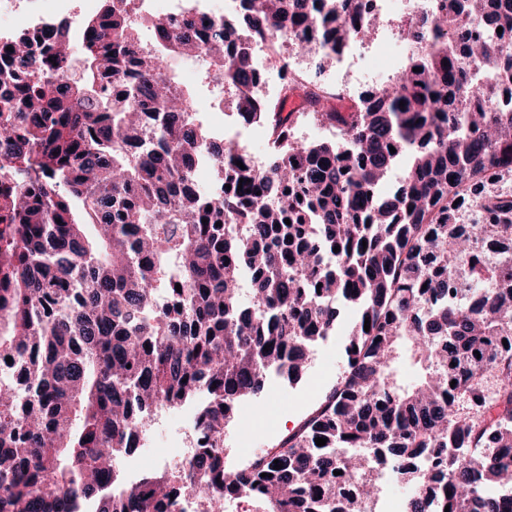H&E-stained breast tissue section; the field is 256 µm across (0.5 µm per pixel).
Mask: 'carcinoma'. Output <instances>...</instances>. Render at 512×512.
Returning a JSON list of instances; mask_svg holds the SVG:
<instances>
[{
  "instance_id": "obj_1",
  "label": "carcinoma",
  "mask_w": 512,
  "mask_h": 512,
  "mask_svg": "<svg viewBox=\"0 0 512 512\" xmlns=\"http://www.w3.org/2000/svg\"><path fill=\"white\" fill-rule=\"evenodd\" d=\"M358 8L247 0L241 22L258 38L315 28L338 53ZM459 8L483 32L457 41V15L439 5L412 25L408 69L346 109L311 79L262 105L243 93L253 63L231 25L155 22L167 52L212 51L205 79L234 93L236 113L266 122L263 171L237 166L232 144L213 146L192 96L115 0L85 22L81 74L67 84L44 73L51 60L56 70L67 63L65 42L35 54L19 41L0 54V81L11 87L0 98V148L44 174L35 188H6L0 206L9 224L0 356L19 360L18 378L0 383V512H84L87 502L98 512H168L180 473L144 472L129 488L120 462L153 405L189 402L212 438L199 457L200 494L211 501L256 489L279 512H373V467L385 457L411 486L405 512L507 508L512 191L490 187L512 174V108L494 104L495 89H512V46L494 33L512 0ZM305 122L340 137L290 141ZM211 147L231 185L222 194L198 191L189 176L194 154ZM405 157L383 196L382 179ZM460 198L488 215L468 233ZM245 268L254 272L246 304ZM161 291L174 310L155 308ZM340 302L358 310L340 381L249 471L226 469L219 443L231 405L269 375L299 378L334 332ZM405 356L421 369L408 385L395 376ZM335 470L356 481V494L341 492Z\"/></svg>"
}]
</instances>
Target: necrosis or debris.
Here are the masks:
<instances>
[{"instance_id": "necrosis-or-debris-1", "label": "necrosis or debris", "mask_w": 512, "mask_h": 512, "mask_svg": "<svg viewBox=\"0 0 512 512\" xmlns=\"http://www.w3.org/2000/svg\"><path fill=\"white\" fill-rule=\"evenodd\" d=\"M245 0H124L122 8L130 21L143 18H162L192 14L214 21L239 20ZM435 0H362L359 24L372 26L371 38L351 39L321 72H314L310 56L294 49L283 38H254L245 29L238 38L251 51L253 77L249 84L251 95L260 101L278 99L290 80H302L317 74L319 85L327 92L344 99H361L393 80L412 54L415 39L408 22L431 14ZM100 10L99 0H0V52L10 43L24 37L36 40L41 31L60 29L72 47H79L85 35L81 14ZM206 435L195 423L194 414L182 422L177 453L168 455L153 448L144 450L140 458L151 466L177 468L200 478V471L190 465Z\"/></svg>"}]
</instances>
